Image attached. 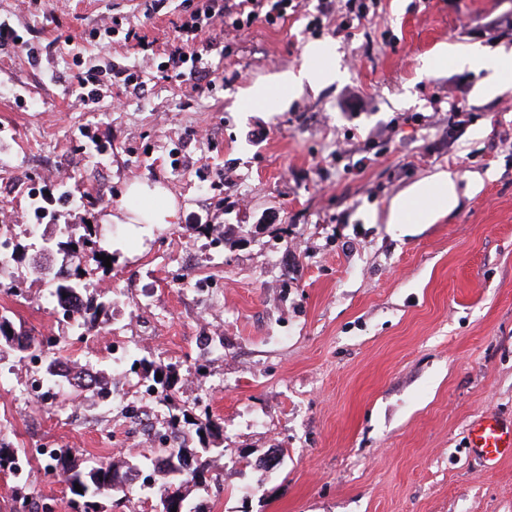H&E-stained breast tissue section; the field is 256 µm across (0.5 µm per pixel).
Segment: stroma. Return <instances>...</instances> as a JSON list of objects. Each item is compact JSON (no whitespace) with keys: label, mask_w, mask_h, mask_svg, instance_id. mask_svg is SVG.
Listing matches in <instances>:
<instances>
[{"label":"stroma","mask_w":512,"mask_h":512,"mask_svg":"<svg viewBox=\"0 0 512 512\" xmlns=\"http://www.w3.org/2000/svg\"><path fill=\"white\" fill-rule=\"evenodd\" d=\"M198 2L148 18L142 0H0V20L42 50L0 51V225L26 242L33 187L93 196L113 261L92 280L114 292L108 323L68 338L28 247L0 272L25 295L0 292V308L62 337L50 358L108 368L112 334L133 358L180 365L170 412L224 426L206 482L189 487L203 512H512V458L486 468L468 439L482 412L512 418V70L493 92L455 62L473 46L512 52V0H355L361 20L346 0H293L275 24L231 30L223 82L196 95L157 71L171 18ZM116 19L153 52L105 37ZM314 43L332 48L321 65L335 79L249 105L251 86L298 72ZM109 63L136 66L145 92L103 87L88 111L74 77ZM85 127L108 145L99 160L79 148ZM440 172L454 209L388 223ZM136 181L180 207L144 241L105 223ZM28 368L0 354V440L131 461L117 512H160L154 452L130 445L119 405L25 401ZM23 481L35 507L71 512L43 458Z\"/></svg>","instance_id":"1"}]
</instances>
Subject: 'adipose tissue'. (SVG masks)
Masks as SVG:
<instances>
[{
  "instance_id": "1",
  "label": "adipose tissue",
  "mask_w": 512,
  "mask_h": 512,
  "mask_svg": "<svg viewBox=\"0 0 512 512\" xmlns=\"http://www.w3.org/2000/svg\"><path fill=\"white\" fill-rule=\"evenodd\" d=\"M128 194L134 198L135 206L126 211L123 221L133 226L139 237H151L153 225L177 223L178 204L163 186L136 182L130 185Z\"/></svg>"
}]
</instances>
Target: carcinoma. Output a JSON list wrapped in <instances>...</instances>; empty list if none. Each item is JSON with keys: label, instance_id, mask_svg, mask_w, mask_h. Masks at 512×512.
Listing matches in <instances>:
<instances>
[{"label": "carcinoma", "instance_id": "cac0c4a2", "mask_svg": "<svg viewBox=\"0 0 512 512\" xmlns=\"http://www.w3.org/2000/svg\"><path fill=\"white\" fill-rule=\"evenodd\" d=\"M94 209H86L87 223L80 225L83 229L81 243L88 248L91 260L98 269H106L104 261L97 255L112 256V252L105 249L100 241V225L94 223ZM93 225H88V222ZM73 225H57V237L53 239L55 253L62 256L59 274L52 278L54 282L52 291L54 296L61 297L74 293L82 294L84 298L82 309L72 316V320L78 323L76 330L84 332L87 329L107 322L108 308L111 302L105 299V295L97 290L86 287L89 271L79 268L71 271L65 262L74 245L72 240ZM44 345V340L32 336L23 325L18 324L7 313L0 314V352L10 350L15 353H25L33 349H39ZM141 378L157 389L163 395V400H172L178 379L179 370L172 364H164L160 361L142 358L139 360ZM162 377H156V374ZM69 386L78 391H90L99 403L112 401V380L107 371L98 373L96 381L87 384L79 375L65 380ZM197 433L201 434L199 441L202 445L218 441L223 435L224 427L214 421L207 420L197 424ZM166 467L162 470V482L159 487L160 499L163 503H172L177 506L176 512H192L187 502V485L203 483L207 480L209 464L202 460L192 469L191 473H185L188 457L182 448H166ZM21 454V449L12 447L11 444L0 441V474L14 477L18 474L16 459ZM49 472L62 478L71 493V503L76 507L75 512H106L99 499L122 490L127 472L123 471V465L115 460L103 461L96 466H85L77 457L71 456L68 449H59L51 457L47 465ZM81 486L82 491L75 490V486Z\"/></svg>", "mask_w": 512, "mask_h": 512}]
</instances>
